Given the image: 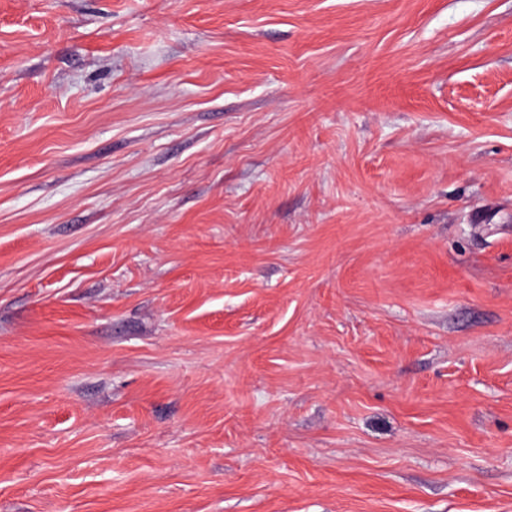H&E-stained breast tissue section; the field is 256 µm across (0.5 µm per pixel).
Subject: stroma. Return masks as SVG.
<instances>
[{
    "label": "stroma",
    "instance_id": "1",
    "mask_svg": "<svg viewBox=\"0 0 512 512\" xmlns=\"http://www.w3.org/2000/svg\"><path fill=\"white\" fill-rule=\"evenodd\" d=\"M0 512H512V0H0Z\"/></svg>",
    "mask_w": 512,
    "mask_h": 512
}]
</instances>
